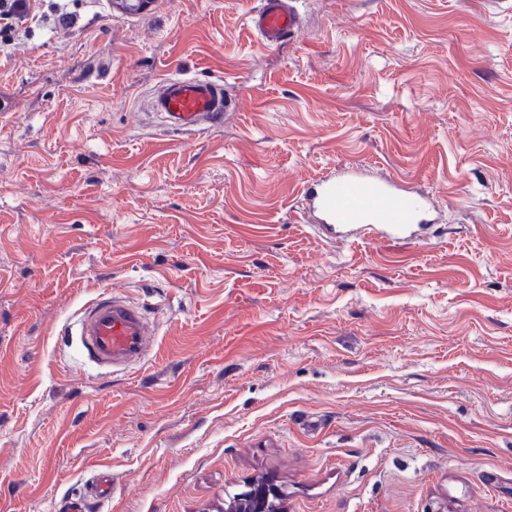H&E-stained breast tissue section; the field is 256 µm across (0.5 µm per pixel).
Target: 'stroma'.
Returning a JSON list of instances; mask_svg holds the SVG:
<instances>
[{
	"label": "stroma",
	"instance_id": "obj_1",
	"mask_svg": "<svg viewBox=\"0 0 512 512\" xmlns=\"http://www.w3.org/2000/svg\"><path fill=\"white\" fill-rule=\"evenodd\" d=\"M0 40V512H512V0H102ZM241 102L189 139L165 75ZM338 167L427 193V241L331 242L303 185ZM146 304L142 368L59 332L104 287ZM159 3V0H107L106 10L111 17L134 21L154 14ZM259 10L250 14L249 21L257 40L267 47L280 45L285 40L303 37L298 21L295 0H262ZM112 495V476L97 475L95 482L85 485L78 493L71 494L58 509L61 512H85L89 500L104 501ZM279 489L270 482H258L225 504V512H281Z\"/></svg>",
	"mask_w": 512,
	"mask_h": 512
}]
</instances>
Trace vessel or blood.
<instances>
[{
  "mask_svg": "<svg viewBox=\"0 0 512 512\" xmlns=\"http://www.w3.org/2000/svg\"><path fill=\"white\" fill-rule=\"evenodd\" d=\"M159 0H106L108 15L128 21L155 13ZM257 40L273 47L303 36L296 0H263L249 17ZM154 108L163 122L186 134L219 128L233 101L224 97L222 80L168 76L161 80ZM434 200L403 189L396 180H374L363 171L345 168L320 175L301 194V213L314 217L334 236L356 240L365 236L425 240L433 226ZM155 326L144 307L130 302L111 286L85 304L67 336L77 337L85 357L116 371L141 367ZM112 494L110 474L70 495L60 512H85L89 500L104 501Z\"/></svg>",
  "mask_w": 512,
  "mask_h": 512,
  "instance_id": "b4317fda",
  "label": "vessel or blood"
}]
</instances>
